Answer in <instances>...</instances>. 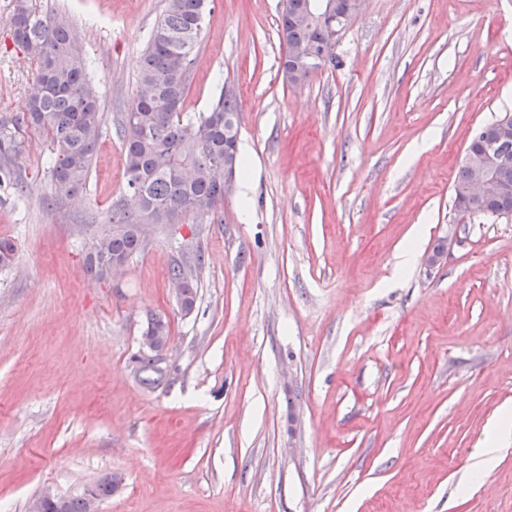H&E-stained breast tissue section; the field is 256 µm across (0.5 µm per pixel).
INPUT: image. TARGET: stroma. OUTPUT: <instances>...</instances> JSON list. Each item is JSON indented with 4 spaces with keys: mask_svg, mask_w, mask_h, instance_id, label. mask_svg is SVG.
Masks as SVG:
<instances>
[{
    "mask_svg": "<svg viewBox=\"0 0 512 512\" xmlns=\"http://www.w3.org/2000/svg\"><path fill=\"white\" fill-rule=\"evenodd\" d=\"M0 0V133L36 65ZM68 17L104 114L83 191L60 201L23 134L0 189V505L29 512L123 479L104 512H512V216L460 217L477 129L512 113V0H364L336 60L280 69L282 0H213L183 109L239 102L236 181L216 214L156 224L114 281L85 269L126 191L119 119L165 0H37ZM417 243L412 267L400 251ZM447 255L426 258L436 244ZM194 267L197 303L170 291ZM168 375L133 361L149 314ZM177 284L179 288H172L173 285ZM171 293L180 304L181 294L182 302L181 309L184 313H190L196 306L197 302V288L195 286V275L192 268H185L182 265L173 267L171 274ZM171 328L167 319L157 314H151L147 319L146 333L141 336V350H151L158 354L162 361L166 360L171 344ZM512 434V409L507 405L501 410L498 424L489 435L486 441V448L483 451V470L487 471L492 467L496 458L498 446L503 439Z\"/></svg>",
    "mask_w": 512,
    "mask_h": 512,
    "instance_id": "35a3bbf8",
    "label": "stroma"
}]
</instances>
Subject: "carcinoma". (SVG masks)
<instances>
[{
	"label": "carcinoma",
	"instance_id": "cac0c4a2",
	"mask_svg": "<svg viewBox=\"0 0 512 512\" xmlns=\"http://www.w3.org/2000/svg\"><path fill=\"white\" fill-rule=\"evenodd\" d=\"M306 0H288L280 28L288 42H319L330 48L328 27L304 12ZM9 31L13 43L37 65L36 87L28 112L18 126L36 131L50 154V180L55 197H68L86 187L98 141L102 136L99 98L87 72L82 52L70 39L68 18L46 15L33 0H11ZM206 19L205 0H167L165 11L143 54L138 86L120 121L125 154L127 190L133 207L112 206L109 222L116 229L99 236L86 255L88 272L100 279L112 275V260H130L145 249L133 230L135 224H177L189 213H210L224 204V162L240 171L237 151L239 104L234 94H220L210 110L183 111L190 68L201 43ZM494 134V124L481 127L466 150L478 152ZM22 143L0 138V185L18 184L13 169ZM480 214L512 215V189L492 196ZM15 258V245L0 237V268ZM171 284L181 289V309L196 306L194 270L173 267ZM167 319L152 314L146 334L168 336ZM146 385L159 383L165 370L152 353L136 357ZM46 512H87L85 495L64 497Z\"/></svg>",
	"mask_w": 512,
	"mask_h": 512
}]
</instances>
